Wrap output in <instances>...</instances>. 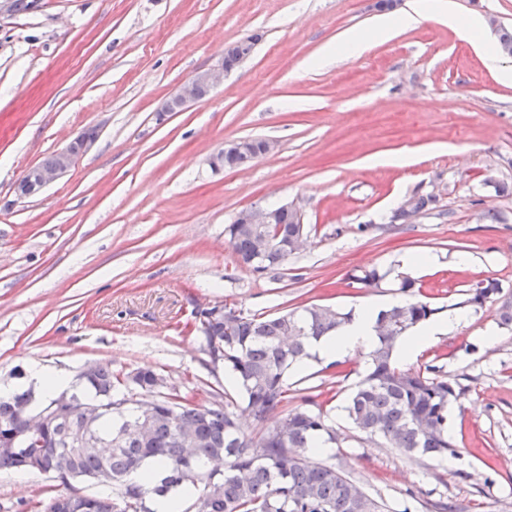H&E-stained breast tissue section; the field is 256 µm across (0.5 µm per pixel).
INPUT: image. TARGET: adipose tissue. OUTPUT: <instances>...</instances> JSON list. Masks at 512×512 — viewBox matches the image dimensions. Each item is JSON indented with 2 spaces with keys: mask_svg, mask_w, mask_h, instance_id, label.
Returning <instances> with one entry per match:
<instances>
[{
  "mask_svg": "<svg viewBox=\"0 0 512 512\" xmlns=\"http://www.w3.org/2000/svg\"><path fill=\"white\" fill-rule=\"evenodd\" d=\"M438 18L467 39H475L477 26L473 23H461L458 14L449 0H429L428 4H419L401 18L387 15L378 17L369 27L348 34L344 39V48L348 53L361 51L369 43L390 38L400 27H416L430 18ZM379 305L368 304L356 311L351 322L336 335L313 342L309 347L312 356L329 361L358 351H369L376 343L375 321L380 310Z\"/></svg>",
  "mask_w": 512,
  "mask_h": 512,
  "instance_id": "adipose-tissue-1",
  "label": "adipose tissue"
}]
</instances>
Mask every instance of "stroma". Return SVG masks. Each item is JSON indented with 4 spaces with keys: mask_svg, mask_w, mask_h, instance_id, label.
<instances>
[{
    "mask_svg": "<svg viewBox=\"0 0 512 512\" xmlns=\"http://www.w3.org/2000/svg\"><path fill=\"white\" fill-rule=\"evenodd\" d=\"M488 44L512 0H451ZM372 0H33L0 15V384L23 389L40 364L150 368L212 407L238 396L203 350L195 311L230 302L248 315L330 305L354 312L390 295L447 316L470 287L501 294L465 308L463 325L412 363L456 386L448 434L457 453L401 454L367 439L345 406L367 368L358 353L288 372V407H324L336 465L389 512H512V59L486 67L471 42L430 19L336 54L378 17ZM260 34L253 55L206 100L155 111L225 45ZM98 138L42 196L18 200L23 169L86 128ZM241 138L277 142L244 170L208 159ZM399 156V165L371 164ZM437 207L402 223L405 199ZM297 203L307 243L277 271L239 264L225 226L241 209ZM432 257L401 292L403 257ZM384 278L357 283L364 271ZM498 340L485 345L482 334ZM51 479L0 470V512H38Z\"/></svg>",
    "mask_w": 512,
    "mask_h": 512,
    "instance_id": "stroma-1",
    "label": "stroma"
}]
</instances>
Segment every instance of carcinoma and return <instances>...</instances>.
Wrapping results in <instances>:
<instances>
[{"label": "carcinoma", "instance_id": "1", "mask_svg": "<svg viewBox=\"0 0 512 512\" xmlns=\"http://www.w3.org/2000/svg\"><path fill=\"white\" fill-rule=\"evenodd\" d=\"M237 257L247 260L263 238L273 242L254 272L282 267L289 253L285 236L306 232L296 215L282 209L275 224H229L224 228ZM501 293L498 282L470 288L463 304L483 305ZM435 309L407 301L379 313L371 367L351 394L346 411L353 426L369 438L409 456L442 458L456 454L448 436V408L455 387L436 367H398L393 353L400 340L427 321ZM351 315L330 306L298 312L247 315L224 305V318L207 319L204 351L232 374L256 431L245 435L237 400L201 411L176 387L162 389L153 371H112L97 365L79 376L74 390L96 407L92 426L64 412L57 400L43 406L45 422L37 439L25 433V411L32 392L19 390L0 399V470H33L66 487L73 480L112 487V495L71 498L52 489L44 512H159L161 502L197 491L196 512H387L383 502L360 491L336 467L300 457L298 448L333 442L336 432L323 408L291 410L276 429L267 416L287 402L286 375L310 357L312 342L332 335ZM154 393L148 408L135 396ZM149 424L142 435L132 427Z\"/></svg>", "mask_w": 512, "mask_h": 512}]
</instances>
